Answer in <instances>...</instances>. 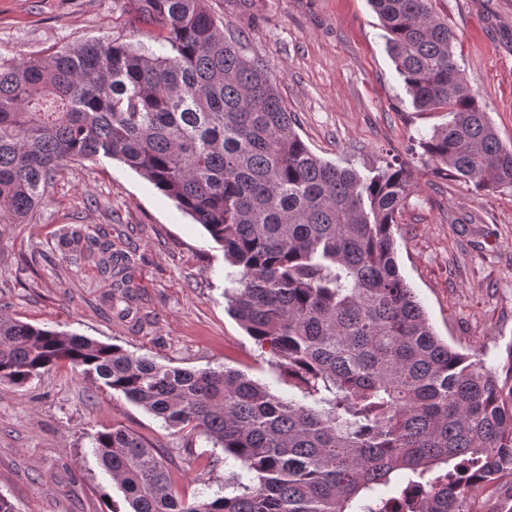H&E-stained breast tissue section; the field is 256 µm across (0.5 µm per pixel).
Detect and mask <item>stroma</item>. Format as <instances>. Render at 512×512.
<instances>
[{
	"label": "stroma",
	"mask_w": 512,
	"mask_h": 512,
	"mask_svg": "<svg viewBox=\"0 0 512 512\" xmlns=\"http://www.w3.org/2000/svg\"><path fill=\"white\" fill-rule=\"evenodd\" d=\"M225 34L276 76L298 132L323 160L360 174L407 163L397 263L440 339L502 363L512 346V190L476 191L433 173L418 141L445 122L416 109L368 0H212ZM455 59L504 144L512 145V0H433ZM136 0H0V62L43 58L99 38L154 45ZM80 229L129 258L128 317ZM223 251L126 165L81 159L59 173L30 221L0 223V316L77 333L185 369L229 366L278 395L288 385L227 311ZM121 424L157 448L185 497L223 495L236 463L62 362L18 388L0 382V495L15 512H102L111 476L91 448Z\"/></svg>",
	"instance_id": "obj_1"
}]
</instances>
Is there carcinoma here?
I'll return each mask as SVG.
<instances>
[{
	"instance_id": "1",
	"label": "carcinoma",
	"mask_w": 512,
	"mask_h": 512,
	"mask_svg": "<svg viewBox=\"0 0 512 512\" xmlns=\"http://www.w3.org/2000/svg\"><path fill=\"white\" fill-rule=\"evenodd\" d=\"M156 53L87 41L0 63V221L23 224L67 163L118 160L224 251L231 313L286 376L283 397L225 366L187 370L0 317V381L67 362L239 463L214 498L180 497L155 448L114 425L94 454L129 512H512V346L505 363L435 334L396 262L410 174L362 176L297 132L267 65L210 0H138ZM413 105L448 121L418 142L450 180L512 188L502 145L432 0H370ZM129 295L125 258L95 241Z\"/></svg>"
}]
</instances>
